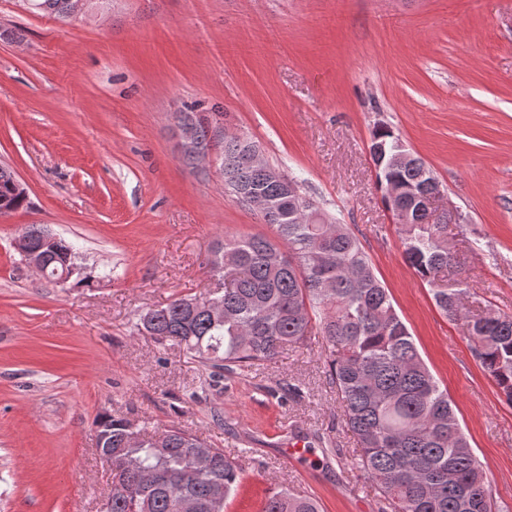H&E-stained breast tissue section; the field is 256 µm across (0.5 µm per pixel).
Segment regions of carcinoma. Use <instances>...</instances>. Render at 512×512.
I'll use <instances>...</instances> for the list:
<instances>
[{
	"label": "carcinoma",
	"mask_w": 512,
	"mask_h": 512,
	"mask_svg": "<svg viewBox=\"0 0 512 512\" xmlns=\"http://www.w3.org/2000/svg\"><path fill=\"white\" fill-rule=\"evenodd\" d=\"M34 12L71 17V0H32ZM386 145L381 173L400 184L422 187L433 178L422 159L397 158L398 137L375 129ZM224 160L236 162L238 187H258L274 199L264 220L277 239L224 238L213 268L224 273V322L193 299L176 297L140 318V329L162 344L178 346L205 367L226 375L255 372L288 350L324 340L329 377L341 399L347 431L358 451L352 466L371 483L380 512H512L497 502L484 466L464 435L448 390L421 357L386 288L373 273L359 239L312 200L288 196L279 170L248 165L237 136L216 138ZM14 174L0 168V201L13 210L26 199L14 195ZM411 223L401 225L407 263L433 291L449 317L462 314L463 288L444 286L453 264L448 223L432 224L409 198L402 203ZM283 241L288 252L278 246ZM476 358L512 401V316L490 312L469 323ZM95 425L106 443L122 452L105 512H178L179 501L196 512H224L243 478L238 461L197 435L172 425L148 432L108 414ZM261 512H321L314 497L283 489L270 493Z\"/></svg>",
	"instance_id": "carcinoma-1"
}]
</instances>
